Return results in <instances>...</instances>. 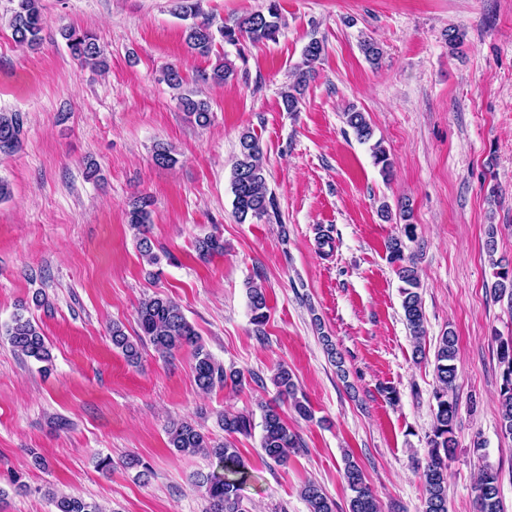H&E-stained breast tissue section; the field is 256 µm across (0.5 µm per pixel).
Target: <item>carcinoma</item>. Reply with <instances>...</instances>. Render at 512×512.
<instances>
[{"instance_id": "obj_1", "label": "carcinoma", "mask_w": 512, "mask_h": 512, "mask_svg": "<svg viewBox=\"0 0 512 512\" xmlns=\"http://www.w3.org/2000/svg\"><path fill=\"white\" fill-rule=\"evenodd\" d=\"M10 28L13 39L22 45L36 47L42 41L44 14L41 0H11ZM174 11L178 17L188 21L184 28V42L190 52L208 58L213 53L216 37L237 45L249 41L256 45L274 42L281 29V15L277 0H267L265 9L239 17L231 22L215 25L214 19L201 14L199 0H174ZM61 36L74 58L83 64L104 68L107 62L94 35L71 26L60 30ZM324 50L323 44L313 39L303 51V68L299 69L295 80L282 93V102L288 112L299 111L307 84L315 72V64ZM235 76L232 63L221 56L211 70L202 72L204 82L226 83ZM166 84L178 91L179 104L185 112L194 118L197 125L205 127L211 122L209 103L204 99H195L192 93L184 89L186 79L177 67H169L163 73ZM345 123L362 143L373 137V129L365 114L352 107L344 113ZM23 118L16 112L0 113V152L8 153L20 143ZM375 164L380 166L381 174L389 176L393 162L386 149L377 141L371 146ZM231 190L233 208L239 222L248 219L261 220L274 209L273 198L268 195L266 172L262 163V149L256 135L247 130L239 138V152L232 166ZM151 197L142 195L135 198L127 211V223L136 231L139 252L147 263L155 264L158 256L148 236L151 224ZM389 263L402 283V309L409 330L416 339L425 336L424 312L421 296L418 292L420 279L414 264L404 255L403 241L393 237L386 245ZM196 250L201 257L224 253V240L215 235L197 242ZM494 291L503 295H512V267L495 263ZM248 306L251 320L257 326L258 334L267 320V299L265 291L258 285L247 288ZM140 332L136 339L126 335L122 326L112 324V346L121 351L125 359L135 364L140 356V345L148 342L162 356H167L185 347H194V379L198 388L210 391L217 386L228 384L242 385L245 375L241 371H224L213 356L200 343L199 333L189 322L180 305L170 297L153 296L140 303L137 311ZM5 335L12 347L22 356L44 364L42 370H48L51 362L48 341L41 328L22 314H15L11 323L5 326ZM457 338L453 331L444 333L434 353V366L439 386L434 393L436 409L431 434L428 436L429 454L423 467L425 491L424 512H448L447 466L448 457L454 452L455 419L457 401L453 394L456 380ZM499 362L503 367L502 384L499 390L501 432L512 438V340L500 344ZM273 384L279 397L291 400L297 415L308 420L312 410L307 400L297 396V385L288 368H277ZM219 422L228 439L222 444H213L194 424L188 421L173 423L167 430L169 447L184 454L203 453L218 460L222 472L202 475L199 486L205 488L210 501L209 512H246L242 506L241 490L250 479L245 461L237 448L229 440L235 434L249 435L253 429L252 417L243 413L224 412ZM260 448L264 455L277 464L287 460L288 450L298 447V438L288 423L281 417L275 406L263 408L261 415ZM344 478L348 490L349 512H380L376 496L365 483V477L359 464L350 454L344 455ZM500 471L485 466L480 471L477 483L476 512H503L500 497ZM301 496L307 502L309 512H335L334 501L314 482L306 483ZM55 512H102L95 503L74 495H60L52 498Z\"/></svg>"}]
</instances>
